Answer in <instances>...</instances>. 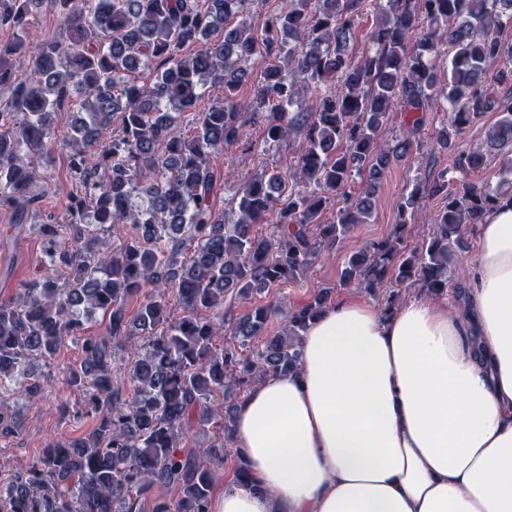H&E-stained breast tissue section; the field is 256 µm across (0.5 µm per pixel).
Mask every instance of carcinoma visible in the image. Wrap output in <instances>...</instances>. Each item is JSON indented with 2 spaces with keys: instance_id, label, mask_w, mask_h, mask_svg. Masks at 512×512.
<instances>
[{
  "instance_id": "obj_1",
  "label": "carcinoma",
  "mask_w": 512,
  "mask_h": 512,
  "mask_svg": "<svg viewBox=\"0 0 512 512\" xmlns=\"http://www.w3.org/2000/svg\"><path fill=\"white\" fill-rule=\"evenodd\" d=\"M247 2L0 0V27L16 31L0 42V94L9 92L0 107V204L14 206L21 224L37 202L22 148L50 151L56 112L70 87L82 91L72 132L62 139L75 191L62 218L50 214L33 225L41 274L0 301V383L78 339L83 359L67 380L85 394L76 414L93 422L82 438L50 442L1 484L0 512H135L151 489L179 493L172 501L156 497L153 512H211L212 465L226 452L238 459L235 482L249 480L233 446L238 404L263 378L298 369L305 332L330 290L287 312L278 334L266 327L282 305H257L232 323L235 342L219 345L224 301H248L295 279L323 249L367 223L391 159L412 148L434 99L452 107L435 139L446 153L482 113L501 117L481 146L454 155L464 176L456 191L442 174L401 196L402 219L425 196L448 200L421 247L401 253L399 232L372 242L348 259L341 283L370 294L393 282L442 293L453 247L506 196L466 176L486 153L512 148V93L483 81L491 70L512 75V45L499 37L512 27V0H387L372 30L377 50L362 60L352 51L366 0H284L259 33L243 21L224 26ZM47 8L64 36L33 48L27 27ZM220 27L224 36L211 37ZM442 45L449 47L444 67L431 59ZM186 46L196 51L186 56ZM26 56L31 66L20 80L15 61ZM260 58L276 63L243 105L239 85ZM152 62L151 83L126 79ZM209 82L224 85V100L198 112ZM396 107L411 120L389 147L381 132ZM172 109L194 113V135L182 133ZM116 113L120 131L104 141L101 130ZM257 122L269 147L299 140L295 186L282 196L280 173L255 174L235 192L237 219L228 224L211 205V162ZM363 174V191L345 197L336 221L317 223L327 200ZM268 222L272 234L257 235L255 226ZM117 224L130 225L133 236L106 259L104 234ZM189 242L194 252L184 259ZM132 297L139 310L131 328L124 304ZM99 312L108 317L107 332L93 335L88 324ZM255 337L261 344L247 349ZM123 350L131 358L118 381L112 365ZM196 425L219 433L195 451L183 442Z\"/></svg>"
}]
</instances>
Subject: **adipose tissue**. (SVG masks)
<instances>
[{"label": "adipose tissue", "mask_w": 512, "mask_h": 512, "mask_svg": "<svg viewBox=\"0 0 512 512\" xmlns=\"http://www.w3.org/2000/svg\"><path fill=\"white\" fill-rule=\"evenodd\" d=\"M475 235L456 302L323 308L241 402L217 512H512V201Z\"/></svg>", "instance_id": "obj_1"}]
</instances>
